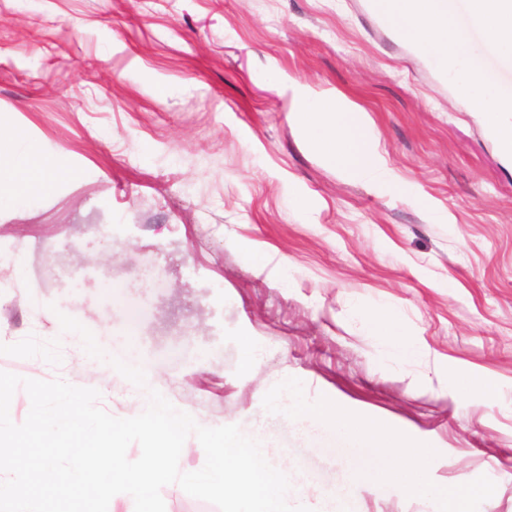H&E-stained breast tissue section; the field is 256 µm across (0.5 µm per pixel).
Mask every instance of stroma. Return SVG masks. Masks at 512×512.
Segmentation results:
<instances>
[{"label":"stroma","instance_id":"obj_1","mask_svg":"<svg viewBox=\"0 0 512 512\" xmlns=\"http://www.w3.org/2000/svg\"><path fill=\"white\" fill-rule=\"evenodd\" d=\"M304 95L363 112L390 185L323 162ZM18 131L56 177L0 203V371L139 414L52 303L207 426H262L306 507L429 512L345 484L365 453L302 435L279 378L430 446L428 482L490 486L485 512H512V158L372 0H0V153ZM383 311L420 354L366 328Z\"/></svg>","mask_w":512,"mask_h":512}]
</instances>
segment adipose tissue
Returning <instances> with one entry per match:
<instances>
[{"instance_id": "obj_1", "label": "adipose tissue", "mask_w": 512, "mask_h": 512, "mask_svg": "<svg viewBox=\"0 0 512 512\" xmlns=\"http://www.w3.org/2000/svg\"><path fill=\"white\" fill-rule=\"evenodd\" d=\"M377 8L399 39L448 75L463 96L477 101L485 127L512 157V89L474 67L468 39L455 22L453 0H377ZM473 9L500 53L511 56L512 0H474ZM297 118L303 136L327 164L370 183L387 181L373 147V132L361 113L346 106L330 110L305 99ZM54 180L53 162L33 148L0 163V194L16 202L25 200L31 190H47ZM288 398V416L322 431L326 440L364 449L374 462L371 476L376 482L433 503L434 512H480L485 487L464 479L450 487L426 482L432 448L404 442L395 431L374 427L345 410L331 417L309 411L296 393Z\"/></svg>"}]
</instances>
